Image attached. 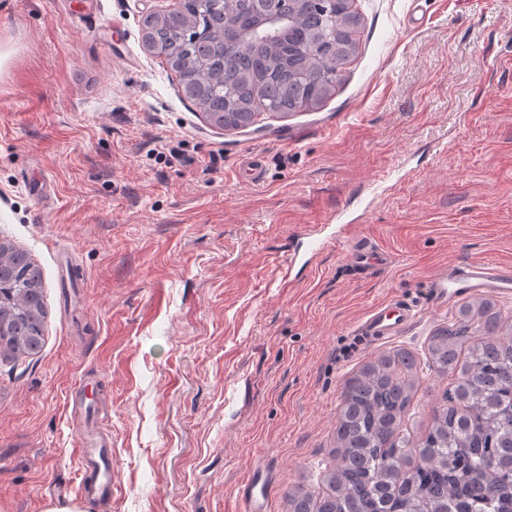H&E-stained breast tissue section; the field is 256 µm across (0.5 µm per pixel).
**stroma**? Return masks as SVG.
<instances>
[{
  "instance_id": "stroma-1",
  "label": "stroma",
  "mask_w": 512,
  "mask_h": 512,
  "mask_svg": "<svg viewBox=\"0 0 512 512\" xmlns=\"http://www.w3.org/2000/svg\"><path fill=\"white\" fill-rule=\"evenodd\" d=\"M351 4L335 90L227 131L144 44L174 0H0V241L40 266L47 311L41 352L0 360V512H246L255 475L286 512L324 490L344 380L396 349L425 432L452 383L428 338L463 304L435 305V277L512 272V0ZM362 245L387 263L356 273ZM396 301L420 311L400 336L358 333ZM90 429L112 467L95 501ZM96 441L92 434H87L81 443V448H78L82 461H85L86 472L93 475V481H89L87 477L83 479L81 490L92 497L99 498L101 496L112 495V478L106 482H98V475L101 469V464H105L103 455L99 452V460L94 455L98 448Z\"/></svg>"
}]
</instances>
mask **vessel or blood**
I'll return each mask as SVG.
<instances>
[{
  "instance_id": "1",
  "label": "vessel or blood",
  "mask_w": 512,
  "mask_h": 512,
  "mask_svg": "<svg viewBox=\"0 0 512 512\" xmlns=\"http://www.w3.org/2000/svg\"><path fill=\"white\" fill-rule=\"evenodd\" d=\"M434 288L435 298L439 301L451 296L483 292L511 295L512 275L478 262L454 265L436 277ZM417 314L416 307L394 302L368 312L359 323V332L372 340L388 339L400 335ZM96 452L94 436L86 435L79 454L89 478L83 482L82 490L85 494L98 498L111 495L112 484L98 481L101 464L95 457Z\"/></svg>"
}]
</instances>
